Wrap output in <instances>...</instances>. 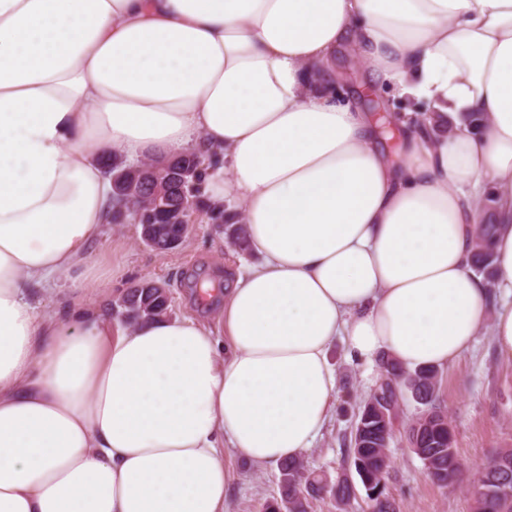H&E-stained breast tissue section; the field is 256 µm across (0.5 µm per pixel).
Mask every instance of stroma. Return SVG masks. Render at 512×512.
<instances>
[{"label":"stroma","mask_w":512,"mask_h":512,"mask_svg":"<svg viewBox=\"0 0 512 512\" xmlns=\"http://www.w3.org/2000/svg\"><path fill=\"white\" fill-rule=\"evenodd\" d=\"M94 257L112 271V294L146 278L164 281L171 299V316L206 318L216 333L223 322L215 308L200 307L188 288L198 273L226 278L252 261L251 254L235 253L222 231L197 215L183 244L161 253L142 243L137 224L105 225ZM339 380V393L329 420L312 448L303 454L306 469L337 480L348 471L347 448L359 405L376 386L379 366L348 359L343 341L330 349ZM436 407L447 413L455 435L462 473L445 484L427 477L420 458L408 442L409 430L423 405L404 396L388 448L390 465L386 488L395 512H473L468 489L479 471L501 450L512 448V360L502 358L488 333H479L473 349L457 362L440 368ZM224 465L232 482L224 512H262L265 501L278 493L279 470L257 467L232 450Z\"/></svg>","instance_id":"1"}]
</instances>
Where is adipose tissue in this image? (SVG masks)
I'll use <instances>...</instances> for the list:
<instances>
[{"label":"adipose tissue","mask_w":512,"mask_h":512,"mask_svg":"<svg viewBox=\"0 0 512 512\" xmlns=\"http://www.w3.org/2000/svg\"><path fill=\"white\" fill-rule=\"evenodd\" d=\"M343 46L432 105L399 161L335 83ZM113 150L200 153L207 204L246 225L256 261L219 295L223 336L117 329L86 302L112 288L91 247ZM62 275L66 306L39 314ZM496 288L512 294V0H0V512H224L225 449L276 466L321 434L333 341L412 370L486 329L512 359ZM495 225H481V231L475 241L474 268L480 274H485L492 265L491 238Z\"/></svg>","instance_id":"adipose-tissue-1"}]
</instances>
